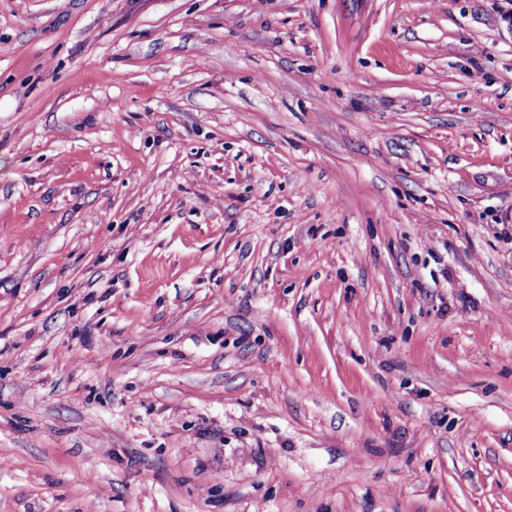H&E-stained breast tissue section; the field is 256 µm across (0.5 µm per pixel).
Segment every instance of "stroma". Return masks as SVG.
<instances>
[{"instance_id":"obj_1","label":"stroma","mask_w":512,"mask_h":512,"mask_svg":"<svg viewBox=\"0 0 512 512\" xmlns=\"http://www.w3.org/2000/svg\"><path fill=\"white\" fill-rule=\"evenodd\" d=\"M512 0H0V512H512Z\"/></svg>"}]
</instances>
